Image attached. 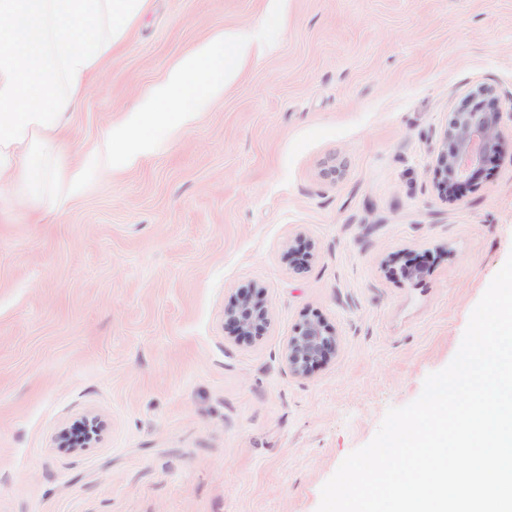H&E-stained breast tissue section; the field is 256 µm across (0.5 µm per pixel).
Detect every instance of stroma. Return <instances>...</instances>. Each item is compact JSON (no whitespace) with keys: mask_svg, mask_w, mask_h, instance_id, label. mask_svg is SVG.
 Segmentation results:
<instances>
[{"mask_svg":"<svg viewBox=\"0 0 512 512\" xmlns=\"http://www.w3.org/2000/svg\"><path fill=\"white\" fill-rule=\"evenodd\" d=\"M263 9L149 0L71 114L72 148L94 159L178 57ZM482 86L499 150L446 199L448 115ZM511 254L512 0H287L270 51L192 128L45 223L0 211V512H316L452 360ZM252 285L268 324L230 336ZM309 319L338 345L296 377L286 344ZM93 417L97 440L59 447Z\"/></svg>","mask_w":512,"mask_h":512,"instance_id":"stroma-1","label":"stroma"}]
</instances>
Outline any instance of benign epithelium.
<instances>
[{
	"label": "benign epithelium",
	"mask_w": 512,
	"mask_h": 512,
	"mask_svg": "<svg viewBox=\"0 0 512 512\" xmlns=\"http://www.w3.org/2000/svg\"><path fill=\"white\" fill-rule=\"evenodd\" d=\"M501 139L500 113L492 106L453 112L448 120L445 141L435 163V177L445 197L457 194L464 182H471L482 166L497 152ZM229 332L237 337L252 336L268 323L265 307L253 290L242 291L224 311ZM337 337L322 321L309 319L288 339L286 363L289 373L308 375L336 350Z\"/></svg>",
	"instance_id": "obj_1"
}]
</instances>
